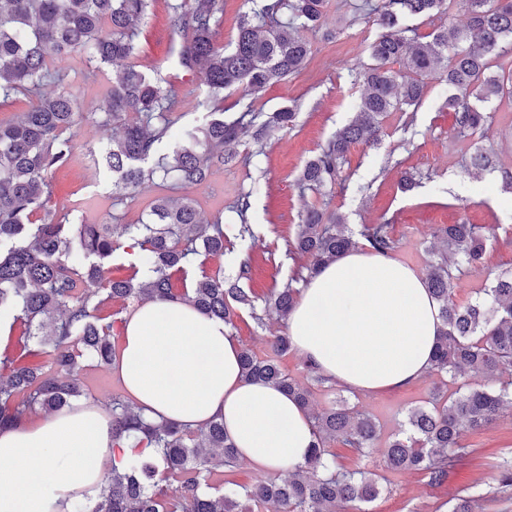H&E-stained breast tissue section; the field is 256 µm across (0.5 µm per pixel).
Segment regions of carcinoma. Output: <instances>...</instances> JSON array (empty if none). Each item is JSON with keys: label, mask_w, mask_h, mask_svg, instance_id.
<instances>
[{"label": "carcinoma", "mask_w": 512, "mask_h": 512, "mask_svg": "<svg viewBox=\"0 0 512 512\" xmlns=\"http://www.w3.org/2000/svg\"><path fill=\"white\" fill-rule=\"evenodd\" d=\"M248 2L253 8L241 16L230 49L216 39L223 0L170 3L177 65L201 75L213 103L203 126L183 127L174 135L171 128L184 99L131 62L151 0H0V106L18 94L38 95L15 120L0 122V315L11 314L24 325L28 355L50 360L45 371L0 359V429L38 408L58 412L87 396L84 370L116 360L112 322L98 311L116 299L171 298L172 273L189 256L224 252L222 218L204 223L187 196L156 198L148 221L139 224H67L47 209L46 193L49 176L68 163L74 149L65 133L85 113L105 130L123 125L98 162L112 173L115 190L124 193L154 182L159 173L186 187L203 185L214 166L235 160L231 145L249 141L259 154L273 132L294 127L296 106L257 112L250 97L305 66L311 54L305 33L322 26L329 0ZM457 3L467 15L461 27L441 26L420 38L407 25L411 17L446 15ZM360 10L377 32L365 47L368 61L352 69L354 84L362 88L356 112L303 166L297 179L302 195H332L350 148L378 145L384 117L419 106L429 79L448 86L445 103L462 133L482 134L494 122L497 105L506 101L512 107V63L499 71L491 65L493 56L512 46V0H362ZM80 51L115 72L102 98L85 106L64 69L47 65L50 56L61 61ZM48 85L53 89L42 92ZM239 88L240 112L224 115V93ZM165 141L168 155L159 153ZM464 172L493 174L502 192L512 195V166L493 151L473 145ZM250 197L242 194L236 206L235 238L242 241L255 239L247 217ZM39 212L43 218L37 224L32 217ZM123 236L140 248L151 273L137 285L111 277L112 253ZM360 236L362 241L354 239L341 214L310 205L289 249L310 259L306 273L271 291L262 313L242 288L250 274L246 260L234 279L204 276L185 289L183 298L230 328L243 308L262 326L272 315L286 321L298 284L322 266L359 246L383 256L397 250L388 224L366 225ZM437 238L438 254L424 275L441 319L431 370L468 382L449 398L437 393L429 405L409 410L405 428L385 448L390 469L421 472L432 484L448 476L464 433L482 429L512 407V268L498 273L477 299L458 304L452 280L458 273L483 270L487 238L474 224H442ZM291 348L286 332L273 338L264 358L244 348L241 373L248 382L285 390L308 409L313 390L280 364ZM111 412L112 441L133 452L121 467H112L91 512H257L266 504L277 512H365L362 505L383 492L375 473L326 464L336 459L330 450L334 442L363 456L377 439L375 420L344 398L314 414L316 444L305 465L289 471L286 480L260 478L233 490L215 480L224 467L239 462L223 422L196 430L156 423L119 398ZM170 479L176 482L172 494L153 490ZM496 481L491 494L511 489L512 468H502ZM489 495H460L448 512H480Z\"/></svg>", "instance_id": "1"}]
</instances>
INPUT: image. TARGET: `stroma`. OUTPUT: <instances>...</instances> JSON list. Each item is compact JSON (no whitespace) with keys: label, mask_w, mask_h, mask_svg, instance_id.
<instances>
[{"label":"stroma","mask_w":512,"mask_h":512,"mask_svg":"<svg viewBox=\"0 0 512 512\" xmlns=\"http://www.w3.org/2000/svg\"><path fill=\"white\" fill-rule=\"evenodd\" d=\"M357 0H330L326 9L327 28H340L338 38L310 33L312 53L304 69L288 76L255 98L260 112L288 105L297 106L295 128L275 133L260 156H252L250 144L236 145L240 161L216 168L209 184L186 188L167 181L150 185L134 197L118 199L112 175L98 167L96 159L107 140L92 117L74 126L76 151L64 167L49 179L48 205L73 224H136L147 213L151 201L160 194L190 196L204 220L222 216L225 227L236 224L233 206L244 191H252L248 221L256 241H233L224 252L207 259L193 257L184 272L175 274V293L191 287L203 275L235 277L242 260L250 262V278L244 288L256 300H263L271 289L281 287L307 260L289 256L288 243L294 237L299 215L314 195L300 197L295 179L305 162L352 119L359 89L353 84L350 66L364 58L363 48L374 29L353 18ZM173 42L166 0H153L140 26L134 62L160 67L162 74L175 75L179 69L170 56ZM72 84L92 99L114 77L110 66L88 62L81 53L63 60ZM448 91L432 80L422 104L412 117L411 133H404V113H389L384 121L385 135L378 148L358 145L351 148L343 166L346 190H335L330 202L341 212L349 230L360 233L364 225L390 222L398 241L395 257L419 271L425 270L436 248L434 237L439 225L464 221L482 226L487 237L485 269L454 279L452 295L463 303L476 299L489 274L512 268V197L500 190L498 178H475L463 173L460 163L472 145L469 137L454 133V117L442 104ZM413 172L419 183L402 192V172ZM276 320L258 326L248 311H241L233 334L240 346L258 356L270 352L268 336L281 331ZM440 376L430 373L417 383L387 393L364 395L348 393L351 404L371 415L381 433L372 454L358 458L349 449L332 444L339 466L347 470L367 468L385 476L382 495L368 504V512H444L448 500L469 489L485 492L495 485L501 467H512V413H502L490 425L465 433L462 443L467 453L449 467L447 479L431 484L424 474L388 470L384 448L392 439L409 409L423 404L440 387Z\"/></svg>","instance_id":"1"}]
</instances>
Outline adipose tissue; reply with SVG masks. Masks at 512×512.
<instances>
[{"label": "adipose tissue", "mask_w": 512, "mask_h": 512, "mask_svg": "<svg viewBox=\"0 0 512 512\" xmlns=\"http://www.w3.org/2000/svg\"><path fill=\"white\" fill-rule=\"evenodd\" d=\"M441 327L422 274L358 248L302 288L288 317L292 346L318 372L360 393L425 376ZM240 347L222 320L190 303L147 301L123 329L120 377L151 419L195 428L223 421L241 460L263 472L304 465L316 442L306 409L282 390L245 382ZM112 418L76 403L0 430V512L93 508L113 466Z\"/></svg>", "instance_id": "ef3b65f1"}]
</instances>
